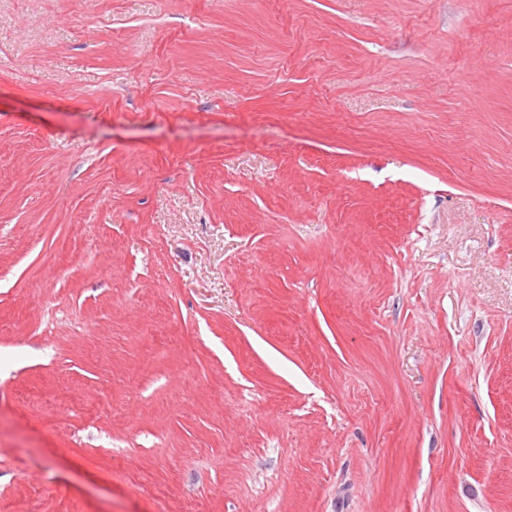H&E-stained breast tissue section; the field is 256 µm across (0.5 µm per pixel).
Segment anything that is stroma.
Segmentation results:
<instances>
[{
	"instance_id": "obj_1",
	"label": "stroma",
	"mask_w": 512,
	"mask_h": 512,
	"mask_svg": "<svg viewBox=\"0 0 512 512\" xmlns=\"http://www.w3.org/2000/svg\"><path fill=\"white\" fill-rule=\"evenodd\" d=\"M0 512H512V0H0Z\"/></svg>"
}]
</instances>
